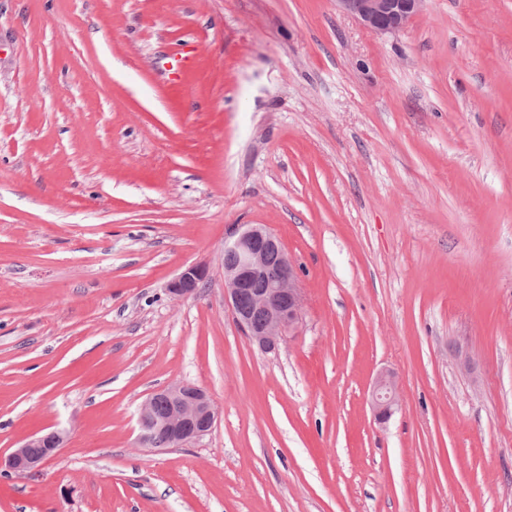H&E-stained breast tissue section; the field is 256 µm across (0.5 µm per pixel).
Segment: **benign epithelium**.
I'll return each instance as SVG.
<instances>
[{
  "label": "benign epithelium",
  "instance_id": "1",
  "mask_svg": "<svg viewBox=\"0 0 512 512\" xmlns=\"http://www.w3.org/2000/svg\"><path fill=\"white\" fill-rule=\"evenodd\" d=\"M425 0H336L338 8L362 25L381 33H396L418 14ZM224 302L250 341L265 352L278 350L285 337L298 326L303 302L295 264L280 240L264 224H239L224 241ZM208 269L191 264L167 285L175 299L195 294L206 281ZM165 410L156 412L158 404ZM370 407L378 423L386 422L399 407L398 383L391 372L374 380ZM217 412L202 388L171 383L151 394L141 405L138 441L154 444L159 435L169 445L183 446L207 435ZM66 436L59 430L36 433L7 456L0 468L17 474H36L64 447Z\"/></svg>",
  "mask_w": 512,
  "mask_h": 512
}]
</instances>
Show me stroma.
I'll use <instances>...</instances> for the list:
<instances>
[{"instance_id": "1", "label": "stroma", "mask_w": 512, "mask_h": 512, "mask_svg": "<svg viewBox=\"0 0 512 512\" xmlns=\"http://www.w3.org/2000/svg\"><path fill=\"white\" fill-rule=\"evenodd\" d=\"M238 224L298 268L275 353L224 303ZM173 382L212 431L139 445ZM52 429L0 512H512V0L396 34L336 0H0V454ZM207 277L208 269L204 265H188L168 283L167 291L175 299L187 298L197 292ZM370 407L374 419L385 423L399 407L398 383L391 372H382L374 380Z\"/></svg>"}]
</instances>
